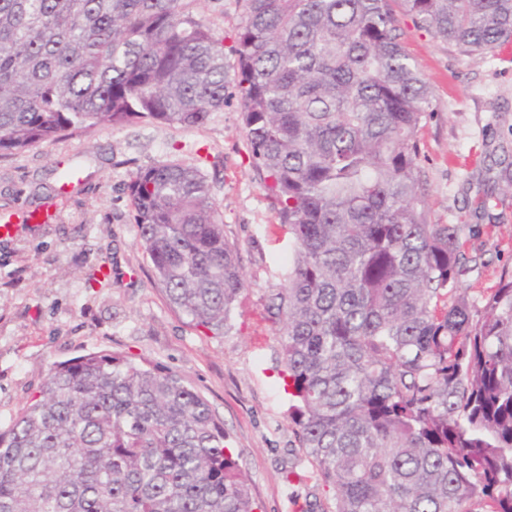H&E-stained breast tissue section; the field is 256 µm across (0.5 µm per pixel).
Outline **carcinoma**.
<instances>
[{
  "label": "carcinoma",
  "mask_w": 512,
  "mask_h": 512,
  "mask_svg": "<svg viewBox=\"0 0 512 512\" xmlns=\"http://www.w3.org/2000/svg\"><path fill=\"white\" fill-rule=\"evenodd\" d=\"M247 146L293 247L272 305L290 423L331 512H512V271L472 296L462 224H429L417 177L430 88L391 0H243ZM200 0H0V156L102 124L191 128L224 108ZM479 56L512 0H401ZM170 303L216 334L244 290L200 170L129 185ZM210 404L121 352L54 364L0 428V512H253Z\"/></svg>",
  "instance_id": "1"
}]
</instances>
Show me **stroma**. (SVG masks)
Segmentation results:
<instances>
[{"label":"stroma","mask_w":512,"mask_h":512,"mask_svg":"<svg viewBox=\"0 0 512 512\" xmlns=\"http://www.w3.org/2000/svg\"><path fill=\"white\" fill-rule=\"evenodd\" d=\"M199 18L224 47L223 110L193 128L101 125L0 156V215L51 223L0 239V425L46 383L52 363L114 351L183 377L230 435L258 512H330L316 469L288 419L285 369L270 307L291 252L247 148L238 73L243 0H202ZM402 39L431 89L419 132L420 190L431 224H461L482 264L470 294L512 269V198L497 181L512 161V52L461 54L399 14ZM198 166L238 250L246 288L221 335L193 326L153 278L138 245L128 186L169 162ZM79 182L62 185L64 169Z\"/></svg>","instance_id":"1"}]
</instances>
